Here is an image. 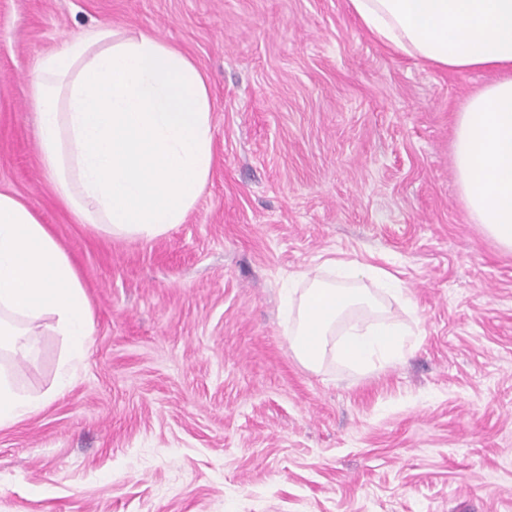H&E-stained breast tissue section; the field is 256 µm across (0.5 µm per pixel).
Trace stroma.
<instances>
[{
	"label": "stroma",
	"mask_w": 512,
	"mask_h": 512,
	"mask_svg": "<svg viewBox=\"0 0 512 512\" xmlns=\"http://www.w3.org/2000/svg\"><path fill=\"white\" fill-rule=\"evenodd\" d=\"M108 24L188 55L213 166L152 241L79 224L39 163L36 58ZM493 71H448L366 32L350 0H0V190L75 264L86 358L38 336L13 379L39 414L0 429V512H512V250L471 218L454 124ZM379 266L402 356L305 368L280 315L329 258Z\"/></svg>",
	"instance_id": "obj_1"
}]
</instances>
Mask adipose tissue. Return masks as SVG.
<instances>
[{
    "label": "adipose tissue",
    "instance_id": "1",
    "mask_svg": "<svg viewBox=\"0 0 512 512\" xmlns=\"http://www.w3.org/2000/svg\"><path fill=\"white\" fill-rule=\"evenodd\" d=\"M379 42L455 70L495 79L459 112L452 162L466 205L500 246L512 250V0H351ZM40 164L58 199L82 224L119 238L153 240L184 223L213 165L206 81L178 48L146 33L101 24L42 54L31 73ZM332 277L289 299L291 343L306 367L328 356L352 366L390 361L408 331L364 325L368 289L395 275L331 258ZM92 315L78 271L49 227L18 196L0 191V356H28L47 329L63 336L68 361L83 359ZM52 394L20 393L0 371V428L41 412Z\"/></svg>",
    "mask_w": 512,
    "mask_h": 512
}]
</instances>
